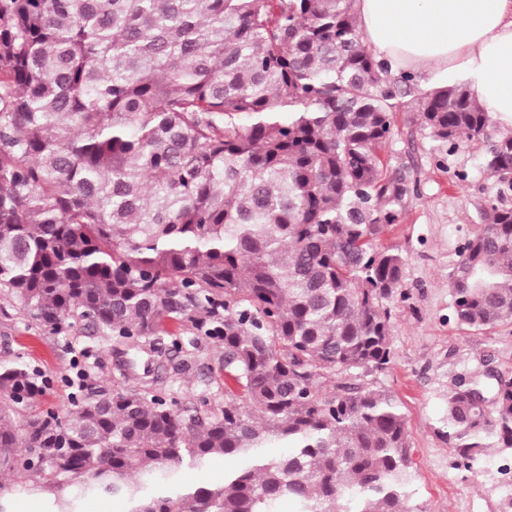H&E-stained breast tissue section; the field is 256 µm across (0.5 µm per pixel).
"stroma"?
<instances>
[{
    "instance_id": "35a3bbf8",
    "label": "stroma",
    "mask_w": 512,
    "mask_h": 512,
    "mask_svg": "<svg viewBox=\"0 0 512 512\" xmlns=\"http://www.w3.org/2000/svg\"><path fill=\"white\" fill-rule=\"evenodd\" d=\"M484 147L460 144L434 151L409 112L395 115L384 162L421 182L400 224L380 241L407 257L401 294L390 300L394 359L384 371L362 374V383L389 391L407 421L414 469L415 502L423 512H503L512 497V460L491 455L465 470L448 448V391L462 378L494 370L512 373V324L472 332L453 317L448 274L466 244L486 222L501 185L483 165ZM89 332L76 323L66 335L49 334L0 296V365L16 361L40 370L49 384L35 410L73 403L69 381L85 370L88 389L121 384L111 347L90 348Z\"/></svg>"
}]
</instances>
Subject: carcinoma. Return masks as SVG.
Listing matches in <instances>:
<instances>
[{"mask_svg":"<svg viewBox=\"0 0 512 512\" xmlns=\"http://www.w3.org/2000/svg\"><path fill=\"white\" fill-rule=\"evenodd\" d=\"M356 2L0 0V294L52 335L84 322L126 382L33 413L46 379L0 366V479L52 512H422L399 403L352 381L394 358L406 256L377 241L420 195L381 151L411 108L512 190V131L464 83L401 101ZM486 220L449 275L474 331L512 324V207ZM168 319L220 349L208 395H177L185 361L140 366ZM448 447L512 455L511 373L448 391Z\"/></svg>","mask_w":512,"mask_h":512,"instance_id":"1","label":"carcinoma"}]
</instances>
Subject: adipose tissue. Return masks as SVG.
<instances>
[{"label": "adipose tissue", "instance_id": "obj_1", "mask_svg": "<svg viewBox=\"0 0 512 512\" xmlns=\"http://www.w3.org/2000/svg\"><path fill=\"white\" fill-rule=\"evenodd\" d=\"M360 29L389 70L466 81L512 127V0H357Z\"/></svg>", "mask_w": 512, "mask_h": 512}]
</instances>
